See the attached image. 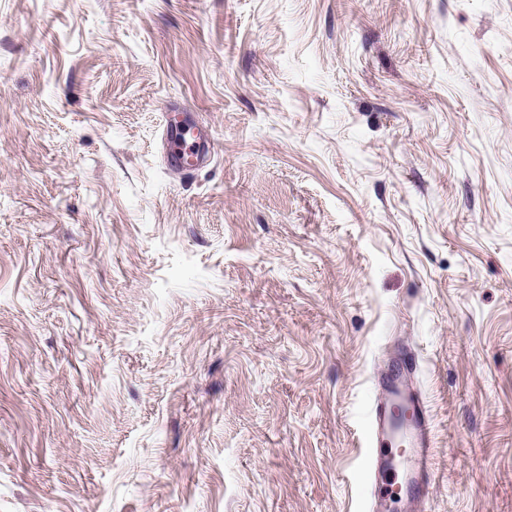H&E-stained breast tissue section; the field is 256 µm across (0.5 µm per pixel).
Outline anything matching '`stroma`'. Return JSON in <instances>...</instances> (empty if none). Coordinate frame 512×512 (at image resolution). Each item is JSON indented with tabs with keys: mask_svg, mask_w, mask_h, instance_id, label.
<instances>
[{
	"mask_svg": "<svg viewBox=\"0 0 512 512\" xmlns=\"http://www.w3.org/2000/svg\"><path fill=\"white\" fill-rule=\"evenodd\" d=\"M401 347L512 512V0H0V512H367ZM185 123L184 129L168 127L165 134L169 145L170 167L181 170L196 167L205 153L204 145H202L204 141L197 132L201 130L191 123ZM188 141H192V145L197 144L198 147L191 148L192 145H188Z\"/></svg>",
	"mask_w": 512,
	"mask_h": 512,
	"instance_id": "1",
	"label": "stroma"
}]
</instances>
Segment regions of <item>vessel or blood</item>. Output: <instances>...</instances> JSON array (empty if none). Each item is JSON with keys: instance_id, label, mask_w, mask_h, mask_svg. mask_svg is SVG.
Listing matches in <instances>:
<instances>
[{"instance_id": "1", "label": "vessel or blood", "mask_w": 512, "mask_h": 512, "mask_svg": "<svg viewBox=\"0 0 512 512\" xmlns=\"http://www.w3.org/2000/svg\"><path fill=\"white\" fill-rule=\"evenodd\" d=\"M171 167H196L205 149L198 128H170L165 134ZM417 359L403 352L380 378L383 396L371 409L367 472V501L371 512H389L403 500L420 508L435 481L431 463L433 436L429 408L414 387Z\"/></svg>"}]
</instances>
